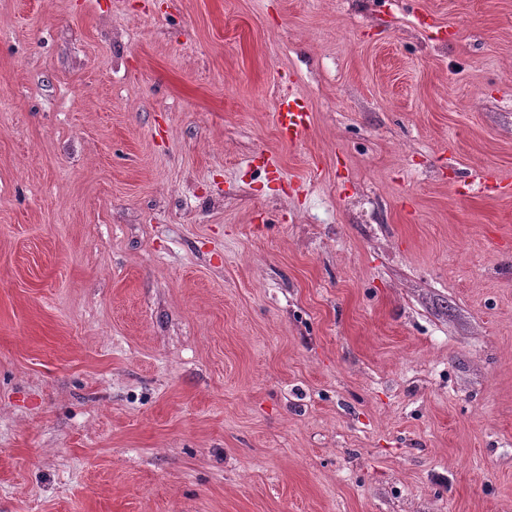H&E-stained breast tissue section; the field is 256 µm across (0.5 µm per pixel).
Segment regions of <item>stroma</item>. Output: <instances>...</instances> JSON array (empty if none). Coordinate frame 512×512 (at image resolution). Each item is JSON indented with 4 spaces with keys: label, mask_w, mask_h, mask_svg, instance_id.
Masks as SVG:
<instances>
[{
    "label": "stroma",
    "mask_w": 512,
    "mask_h": 512,
    "mask_svg": "<svg viewBox=\"0 0 512 512\" xmlns=\"http://www.w3.org/2000/svg\"><path fill=\"white\" fill-rule=\"evenodd\" d=\"M0 512H512V0H0ZM281 138L288 143L299 141L309 129L311 113L307 100L299 93L280 98L275 113Z\"/></svg>",
    "instance_id": "1"
}]
</instances>
